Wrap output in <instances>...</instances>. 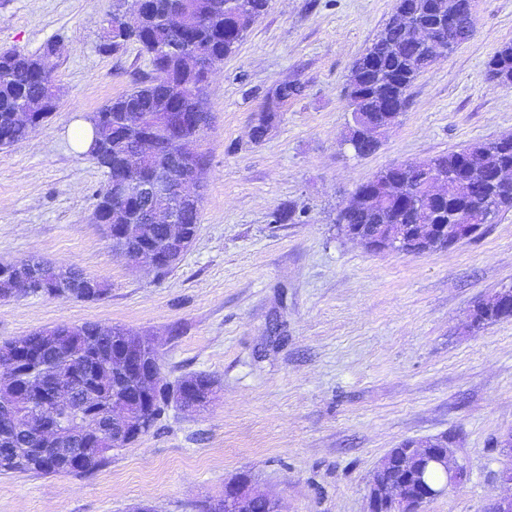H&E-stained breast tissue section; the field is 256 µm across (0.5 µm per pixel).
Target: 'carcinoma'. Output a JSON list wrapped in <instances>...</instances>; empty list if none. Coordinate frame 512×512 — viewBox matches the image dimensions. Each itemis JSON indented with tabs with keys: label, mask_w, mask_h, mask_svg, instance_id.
<instances>
[{
	"label": "carcinoma",
	"mask_w": 512,
	"mask_h": 512,
	"mask_svg": "<svg viewBox=\"0 0 512 512\" xmlns=\"http://www.w3.org/2000/svg\"><path fill=\"white\" fill-rule=\"evenodd\" d=\"M460 5L465 0H396L394 13L378 31L371 45L357 59L345 82L344 94L349 112L370 113L385 110L403 112L408 91L430 65L433 56L456 49L448 41L432 46L408 35L407 26L419 24L438 28L440 19L448 16V2ZM141 21L136 30H120L127 3L115 0L114 9L103 20V29L112 32V40L103 49L114 52L133 42L149 58L152 75L128 92L109 100L89 118L93 127L94 151L85 155L106 176L98 193L95 212L105 224H138L142 238L128 239L110 234L112 249L123 253L136 252L150 243H158L169 255L162 272H167L181 254L168 245L155 224L143 220L140 200L133 196L124 203L112 204L109 186L112 176H121L134 183L162 176L174 181L182 169L201 168L202 155L185 154L168 130L164 119L173 109L185 112L193 124L182 130L192 141L211 122L204 85L205 70L223 63L242 41L251 25L268 8L269 0H139ZM180 8L185 21L176 24L167 13ZM57 62L42 51L29 54L18 49L0 52V148L12 147L26 140L33 125L48 118L57 108L55 72ZM489 79L498 87L512 88V42L498 48L487 62ZM279 103L267 104L256 119L257 127L265 128L278 118ZM359 156L375 152L366 141L358 140V129L350 124L346 140ZM512 137L492 142L475 143L466 148L439 155L424 162L406 163L390 171L381 170L357 188L366 191L373 183L391 175L409 183L420 193L424 183L443 172H456L467 182L464 192L448 186L442 198H418L415 208H407L396 198L393 208L401 211L403 223L449 224L454 207L482 210L493 223L502 212L512 209V195H505L490 184L482 170L479 153H490L491 161L512 171ZM201 196L191 203L178 204L179 223L198 230ZM24 275L23 294H45L63 299L98 300L105 285L86 276L77 266H57L34 258L23 259L0 268V298L14 296L16 284L3 275ZM512 317V310L500 309L492 303H479L474 309L473 325L479 329L487 323ZM133 332L114 326L101 330L94 323L74 328L57 325L23 337L31 350L41 353L40 359L17 376V392L4 390L16 406L18 418L5 422L0 418V455L9 464L0 465V474L35 473L63 474L57 451H42L34 436L17 433L44 410L55 407L61 423L71 435L63 447L80 449L81 464L73 474H87L102 466L108 458L112 442L79 429V416L74 411L78 402L112 398L114 378L104 364L112 360ZM214 381L205 374H191L175 383H165L157 392L150 424L165 413L173 392L187 387L200 395Z\"/></svg>",
	"instance_id": "1"
}]
</instances>
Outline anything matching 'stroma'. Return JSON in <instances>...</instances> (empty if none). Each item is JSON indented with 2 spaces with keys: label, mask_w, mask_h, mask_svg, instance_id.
<instances>
[{
  "label": "stroma",
  "mask_w": 512,
  "mask_h": 512,
  "mask_svg": "<svg viewBox=\"0 0 512 512\" xmlns=\"http://www.w3.org/2000/svg\"><path fill=\"white\" fill-rule=\"evenodd\" d=\"M112 3L0 0V50L61 45L56 112L0 150V262L39 256L108 286L94 302L0 298V340L120 325L154 340L166 381L204 373L217 397L196 414L169 409L94 472L0 475V512H201L242 472L281 512H365L391 449L443 435L468 476L427 512H486L512 494L497 478L512 435V317L470 327L478 302L512 287V211L420 256L369 251L336 224L379 170L512 136V90L487 73L512 42V0H475L473 36L421 74L364 157L344 143L343 85L395 0H270L206 87L199 229L164 274L111 251L92 220L106 178L69 136L151 70L136 44L102 50ZM291 81L301 95L253 142L268 92ZM288 206L299 221L273 223Z\"/></svg>",
  "instance_id": "35a3bbf8"
}]
</instances>
